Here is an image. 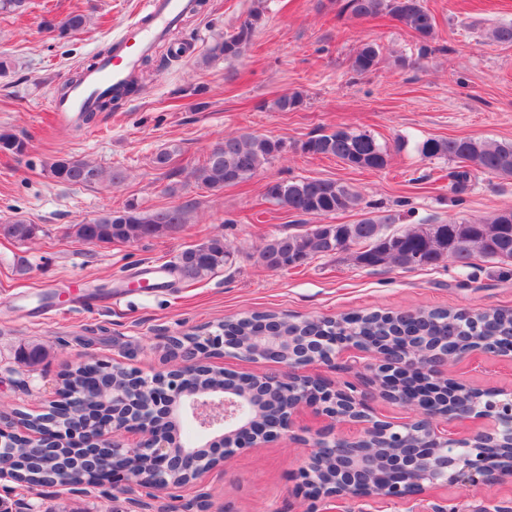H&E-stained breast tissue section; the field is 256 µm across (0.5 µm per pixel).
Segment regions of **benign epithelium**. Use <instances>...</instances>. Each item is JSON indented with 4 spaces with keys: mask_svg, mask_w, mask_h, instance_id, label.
Instances as JSON below:
<instances>
[{
    "mask_svg": "<svg viewBox=\"0 0 512 512\" xmlns=\"http://www.w3.org/2000/svg\"><path fill=\"white\" fill-rule=\"evenodd\" d=\"M227 323L215 334L196 331L195 355H186L180 339H170L177 365L169 372L145 376L136 368L107 364L112 371L131 376L130 387L108 386L103 398L112 404V418L94 431L70 426L55 431L61 443L82 447L106 446L112 465L84 464L92 477L81 476L63 486L84 490L104 481L115 487L161 491L173 477L189 472V482L200 484L215 467L245 448H258L292 431L298 414L310 410L327 420L323 429L306 439L308 462L297 472L299 488L307 497L372 496L383 500H409L439 482L463 487L492 484L512 474V395L481 392L451 378L445 367L476 354L512 359V333L473 342L461 337L453 353L448 338L427 344L404 337L400 345H386L371 336H288L265 323L253 336L227 335ZM224 348L251 362H272L283 371L246 374L224 373V387L190 389L184 381L190 371L205 364L198 355ZM373 352L380 361L368 377L369 391L356 394L339 388L304 369L314 363L332 365L344 353ZM164 381L155 401L142 405L134 392ZM383 398L411 407L409 420H377L370 401ZM281 409L280 422L265 424L263 409ZM191 416L210 440L193 448L176 443L173 434L156 430L164 417L177 423ZM471 423L475 430L461 436L454 427ZM339 425L352 434L336 432ZM13 440L0 419V481L16 480Z\"/></svg>",
    "mask_w": 512,
    "mask_h": 512,
    "instance_id": "1",
    "label": "benign epithelium"
}]
</instances>
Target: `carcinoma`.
Returning a JSON list of instances; mask_svg holds the SVG:
<instances>
[{
    "instance_id": "carcinoma-1",
    "label": "carcinoma",
    "mask_w": 512,
    "mask_h": 512,
    "mask_svg": "<svg viewBox=\"0 0 512 512\" xmlns=\"http://www.w3.org/2000/svg\"><path fill=\"white\" fill-rule=\"evenodd\" d=\"M344 10L351 17L366 19L388 15L411 30L420 41V53L426 56L434 51L431 42L435 35V18L423 6L422 0H345ZM262 0H255L247 19L233 32L224 36L212 48V55L226 61L239 58L252 40L262 22ZM86 25V17L72 13L57 24L59 34L77 32ZM380 62V47L373 42L362 44L352 58L351 68L362 75L374 71ZM142 89L141 79L130 77L118 89L108 91L110 98L100 96L85 120L93 112L112 111V102ZM303 103L300 93L294 92L276 99L274 106L281 112L298 108ZM287 148L284 141L265 135L246 132L227 135L221 144L213 147L202 164L193 170L195 181L213 192L226 186L237 185L258 175L264 166ZM302 153L332 156L351 168L359 170L381 169L387 164V146L365 131L337 128L329 133L312 136L297 146ZM26 142L16 134L0 133V151L21 154ZM422 158H446L459 163L448 172L451 190L462 194L471 187L472 169L485 174L512 177V140L487 141L464 138H427L417 144ZM48 170L51 177L62 184L92 186L105 181L122 179L119 171L85 160H72L64 156L54 159ZM265 196L300 216L330 217L338 212L362 208L359 191L345 183L328 179L275 180L266 183ZM187 223L185 210L170 207L143 211L129 201L123 207L104 211L92 223L73 224L69 234L89 244L131 243L148 238H160ZM392 215H364L355 224H316L308 229L288 231L264 240L258 249V262L266 269L279 271L301 267L317 255L329 256L354 251V260L363 268L378 267L415 270L436 267L450 261L461 269L481 259L491 263L512 262V209L504 210L488 220L452 222L436 225L437 234L425 235L422 226L403 230L393 228ZM39 227L16 219L0 224V236L15 242L33 239ZM231 251L224 238L214 236L207 241L184 249L177 257L175 269L186 282L197 281L215 269L228 264ZM330 331L337 336H395L405 331L421 336H496L512 327L511 310L477 311L463 320L456 310H407L346 314L333 322ZM224 370L205 369L194 377L201 387L223 382ZM124 384L125 375L112 374L101 362L92 360L65 376L64 387L81 398L84 414L65 416L63 422L87 427L90 415L105 411L98 394L99 384ZM56 413L23 417L13 427H31L36 434H51L55 428ZM22 459L18 468V481L28 487L52 484L75 471V461L88 455L99 461L107 456L106 448H72L49 443L37 455L29 449H15Z\"/></svg>"
}]
</instances>
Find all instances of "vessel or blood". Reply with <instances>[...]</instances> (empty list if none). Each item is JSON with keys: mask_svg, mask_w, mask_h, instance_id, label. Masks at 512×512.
<instances>
[{"mask_svg": "<svg viewBox=\"0 0 512 512\" xmlns=\"http://www.w3.org/2000/svg\"><path fill=\"white\" fill-rule=\"evenodd\" d=\"M192 7V0H146L148 23L127 26L112 55L87 72L81 84L54 99L55 121L65 124L78 119L100 94L121 84L140 54L147 52Z\"/></svg>", "mask_w": 512, "mask_h": 512, "instance_id": "vessel-or-blood-1", "label": "vessel or blood"}]
</instances>
